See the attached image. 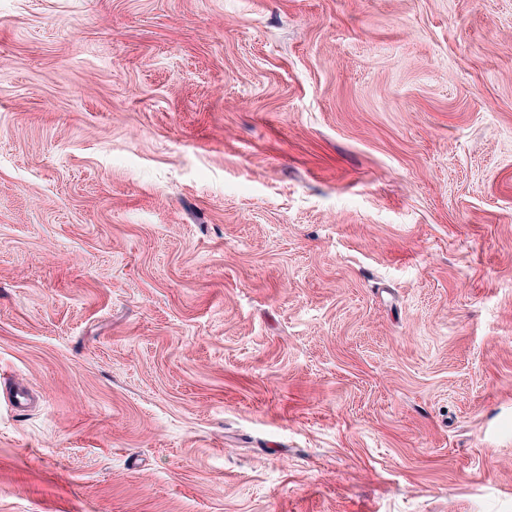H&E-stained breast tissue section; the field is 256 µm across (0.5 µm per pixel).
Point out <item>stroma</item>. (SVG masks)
<instances>
[{"label": "stroma", "instance_id": "stroma-1", "mask_svg": "<svg viewBox=\"0 0 512 512\" xmlns=\"http://www.w3.org/2000/svg\"><path fill=\"white\" fill-rule=\"evenodd\" d=\"M0 512H512V0H0Z\"/></svg>", "mask_w": 512, "mask_h": 512}]
</instances>
